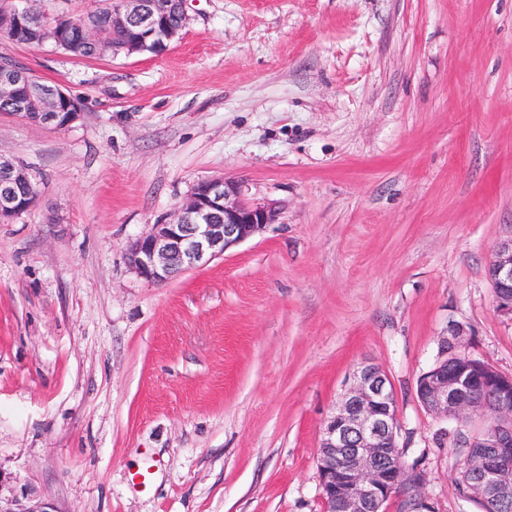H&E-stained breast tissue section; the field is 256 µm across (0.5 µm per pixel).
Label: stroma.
<instances>
[{"label":"stroma","mask_w":512,"mask_h":512,"mask_svg":"<svg viewBox=\"0 0 512 512\" xmlns=\"http://www.w3.org/2000/svg\"><path fill=\"white\" fill-rule=\"evenodd\" d=\"M159 54L0 56L83 109L0 116L37 200L0 223V505L321 512L324 422L361 359L437 512L456 421L416 381L450 324L512 374L486 275L512 236V0H186ZM223 176L277 224L164 284L130 243ZM148 475L137 485L133 474Z\"/></svg>","instance_id":"1"}]
</instances>
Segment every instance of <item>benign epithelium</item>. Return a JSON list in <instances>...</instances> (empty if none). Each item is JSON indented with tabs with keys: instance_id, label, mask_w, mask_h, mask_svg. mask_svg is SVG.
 I'll use <instances>...</instances> for the list:
<instances>
[{
	"instance_id": "obj_1",
	"label": "benign epithelium",
	"mask_w": 512,
	"mask_h": 512,
	"mask_svg": "<svg viewBox=\"0 0 512 512\" xmlns=\"http://www.w3.org/2000/svg\"><path fill=\"white\" fill-rule=\"evenodd\" d=\"M112 31L125 35L126 54L160 53L179 38L188 24L186 0L180 23L166 24L169 5L163 0H115ZM33 10L0 9V25L23 30ZM97 29L68 24L62 40L93 41ZM38 110L36 124L63 130L82 116L81 104L60 85L42 82L34 73L0 59V105L3 112L31 120L26 105ZM7 189L0 196V222H9L33 206L34 180L27 169L0 155ZM279 221L272 204L254 205L242 198L241 185L216 177L197 182L172 218L152 227L130 246L128 263L139 278L162 284L185 271L208 266L241 242ZM496 310L512 319V236L496 245L487 267ZM467 332L449 328L441 355L416 383V397L429 412L452 420L482 421L475 439L478 452L467 469L473 494L485 512H503L512 505V375L476 363L454 379L448 376V352L463 346ZM397 398L385 370L371 359L357 363L333 415L322 429L317 466L322 512H386L400 494L393 477L402 469L397 447ZM411 512H433L420 483L408 493Z\"/></svg>"
}]
</instances>
